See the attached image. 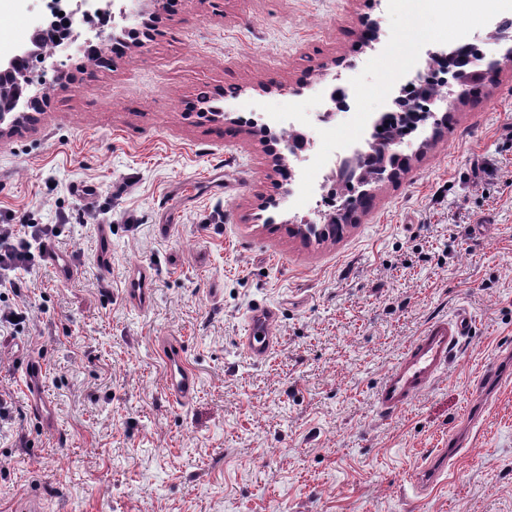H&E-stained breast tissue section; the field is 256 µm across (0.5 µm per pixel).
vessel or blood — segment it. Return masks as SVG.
<instances>
[{
  "label": "vessel or blood",
  "instance_id": "vessel-or-blood-1",
  "mask_svg": "<svg viewBox=\"0 0 512 512\" xmlns=\"http://www.w3.org/2000/svg\"><path fill=\"white\" fill-rule=\"evenodd\" d=\"M44 262L53 267L61 280L75 273L69 255L59 252L52 244L42 248ZM155 275L150 267H132L125 279L123 298L131 305L145 309L154 298ZM278 314L274 308H255L247 333L241 339L245 354L255 362L266 360L276 349L279 338L274 334ZM472 330L470 316L465 311L431 321L402 351L376 387L375 403L380 412L392 415L407 407L416 397L432 387L446 371L454 350ZM164 388L170 400L177 404L189 402L198 388V376L187 363L178 343H162ZM24 374L28 398L33 413L45 427L54 424L53 408L41 394L44 367L35 358H27ZM447 460L438 457L413 474L416 488L425 490L436 485L446 470Z\"/></svg>",
  "mask_w": 512,
  "mask_h": 512
}]
</instances>
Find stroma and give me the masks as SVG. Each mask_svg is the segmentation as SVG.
Masks as SVG:
<instances>
[{
	"label": "stroma",
	"instance_id": "obj_1",
	"mask_svg": "<svg viewBox=\"0 0 512 512\" xmlns=\"http://www.w3.org/2000/svg\"><path fill=\"white\" fill-rule=\"evenodd\" d=\"M49 0H0V57L44 25ZM152 36L87 77L48 79L40 122L0 140V222L58 224L78 274L39 263L30 321L0 339V512L40 496L45 512H512V62L489 37L512 0H145ZM381 40L365 47L363 18ZM463 38L500 58L456 106L442 138L380 183L343 235L289 236L315 199L272 156L299 113L320 155L361 134L406 68ZM356 85L332 125L318 87ZM220 97L231 121L199 116ZM112 225L101 267L99 227ZM155 272L153 304L127 305L131 266ZM278 311V349L242 352L255 304ZM467 309L473 334L446 374L397 414L374 392L434 318ZM182 342L200 387L172 406L158 343ZM46 366L55 427L31 415L23 363ZM498 376L483 384L484 365ZM461 451L438 486L410 475Z\"/></svg>",
	"mask_w": 512,
	"mask_h": 512
}]
</instances>
